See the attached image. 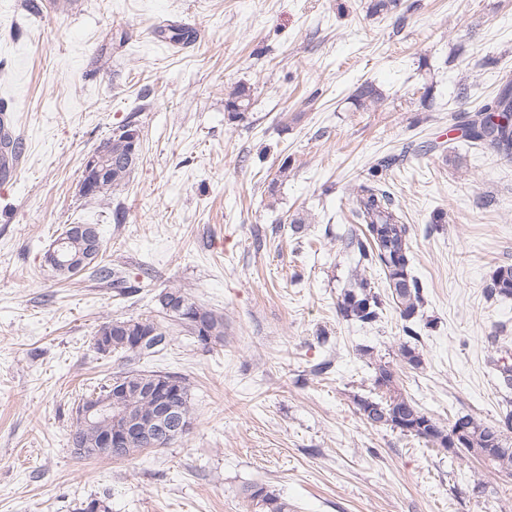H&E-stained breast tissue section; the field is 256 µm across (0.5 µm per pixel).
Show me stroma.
Segmentation results:
<instances>
[{"label":"stroma","mask_w":512,"mask_h":512,"mask_svg":"<svg viewBox=\"0 0 512 512\" xmlns=\"http://www.w3.org/2000/svg\"><path fill=\"white\" fill-rule=\"evenodd\" d=\"M0 0V96L22 146L0 184V512H254L244 486L295 512H512V472L449 459L386 426L375 366L440 424L512 410V298L489 296L512 264V159L451 126L512 79V0ZM188 31L173 43L160 25ZM364 83L382 94L356 109ZM251 89L243 117L228 90ZM470 96L457 97L460 85ZM434 101L424 105L425 86ZM141 131L138 167L107 200L80 191L87 157L117 126ZM385 188L410 226L424 304L403 321L384 272L346 249L361 225L352 190L386 156ZM125 220L116 223V211ZM306 223H296V215ZM97 225L102 260L153 289L119 293L44 254L70 224ZM386 298L370 325L338 303L353 274ZM182 288L223 313V345L185 337L148 362L191 384L195 419L131 460L72 452L76 408L118 356L92 347L115 316L155 310ZM422 363H398L404 324ZM482 492H475L476 483ZM243 494L259 512H294L293 505L267 485H248L243 489Z\"/></svg>","instance_id":"stroma-1"}]
</instances>
